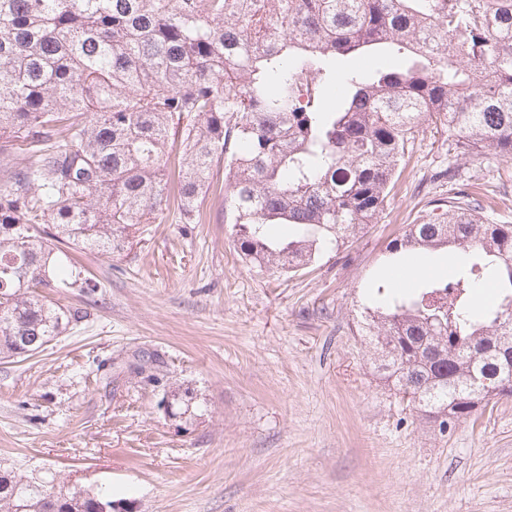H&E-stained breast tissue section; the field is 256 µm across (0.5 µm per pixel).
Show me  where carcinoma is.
I'll return each mask as SVG.
<instances>
[{
    "instance_id": "cac0c4a2",
    "label": "carcinoma",
    "mask_w": 512,
    "mask_h": 512,
    "mask_svg": "<svg viewBox=\"0 0 512 512\" xmlns=\"http://www.w3.org/2000/svg\"><path fill=\"white\" fill-rule=\"evenodd\" d=\"M381 48L407 63L338 66ZM430 125L463 158L512 157V0H0V151L27 160L0 185V358L82 321L43 294L98 288L63 247L121 252L163 208L200 223L222 165L242 260L295 273L374 223ZM493 207L463 191L406 225L391 258L455 265L406 292L376 280L360 311L374 372L441 432L512 396V224ZM0 512L94 502L0 469Z\"/></svg>"
}]
</instances>
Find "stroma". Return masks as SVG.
<instances>
[{
  "label": "stroma",
  "instance_id": "35a3bbf8",
  "mask_svg": "<svg viewBox=\"0 0 512 512\" xmlns=\"http://www.w3.org/2000/svg\"><path fill=\"white\" fill-rule=\"evenodd\" d=\"M451 164L456 182L435 178ZM463 184L512 224V159L456 161L430 128L384 214L298 272L243 262L215 191L201 223L168 209L127 251H71L100 287L61 295L77 327L0 360V465L134 512H512V398L439 432L357 328L389 240ZM149 354L155 383L133 371Z\"/></svg>",
  "mask_w": 512,
  "mask_h": 512
}]
</instances>
